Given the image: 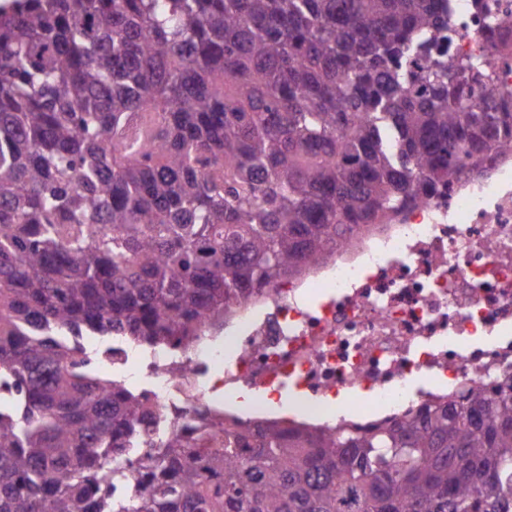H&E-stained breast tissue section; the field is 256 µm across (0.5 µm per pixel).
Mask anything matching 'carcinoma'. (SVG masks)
<instances>
[{"instance_id": "obj_1", "label": "carcinoma", "mask_w": 512, "mask_h": 512, "mask_svg": "<svg viewBox=\"0 0 512 512\" xmlns=\"http://www.w3.org/2000/svg\"><path fill=\"white\" fill-rule=\"evenodd\" d=\"M455 10L0 5V377L21 392L0 399V512H512L509 397L471 387L364 435L154 437L149 397L82 344L180 343L512 142L488 62L512 21L454 53Z\"/></svg>"}]
</instances>
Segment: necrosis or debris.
Here are the masks:
<instances>
[{"label":"necrosis or debris","instance_id":"obj_1","mask_svg":"<svg viewBox=\"0 0 512 512\" xmlns=\"http://www.w3.org/2000/svg\"><path fill=\"white\" fill-rule=\"evenodd\" d=\"M191 371L173 374L176 364ZM167 431L202 414L274 420L268 400H300L293 426L369 429L476 384L512 390V143L442 197L356 227L327 257L200 337L140 361Z\"/></svg>","mask_w":512,"mask_h":512}]
</instances>
